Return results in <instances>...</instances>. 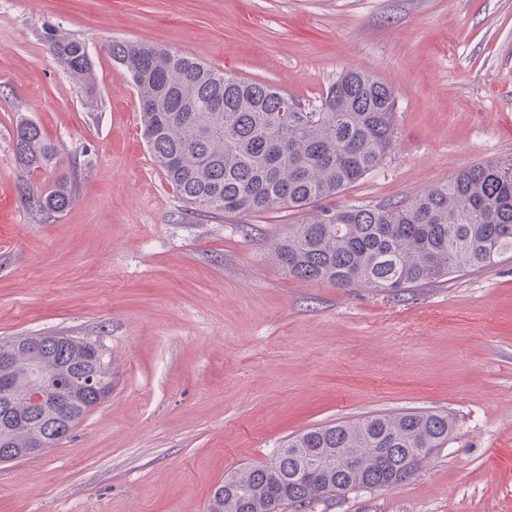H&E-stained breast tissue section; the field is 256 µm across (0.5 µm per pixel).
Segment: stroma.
<instances>
[{"mask_svg": "<svg viewBox=\"0 0 512 512\" xmlns=\"http://www.w3.org/2000/svg\"><path fill=\"white\" fill-rule=\"evenodd\" d=\"M48 29L86 41L93 91ZM112 39L306 105L346 69L391 86L396 147L339 205L512 161V0H0V340L112 351V391L69 438L0 462V512H206L219 481L309 429L439 411L454 430L412 476L314 512H512V256L395 294L285 275L268 248L301 214L187 213ZM21 118L57 145L52 167L17 162ZM71 173L72 204L35 215L22 188Z\"/></svg>", "mask_w": 512, "mask_h": 512, "instance_id": "1", "label": "stroma"}]
</instances>
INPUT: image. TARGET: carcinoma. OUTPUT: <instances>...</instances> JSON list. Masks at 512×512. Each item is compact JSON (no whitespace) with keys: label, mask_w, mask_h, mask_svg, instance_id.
<instances>
[{"label":"carcinoma","mask_w":512,"mask_h":512,"mask_svg":"<svg viewBox=\"0 0 512 512\" xmlns=\"http://www.w3.org/2000/svg\"><path fill=\"white\" fill-rule=\"evenodd\" d=\"M50 52L69 75L89 82L87 44L44 31ZM107 50L137 89L148 150L169 185L193 214L249 215L315 208L379 167L397 142L396 100L374 76L347 70L319 103L306 106L269 84L227 76L192 57L157 46L112 41ZM14 152L28 171L47 169L56 145L29 119L16 123ZM74 179L58 178L47 192L23 189L46 214L73 203ZM512 253V161H487L459 171L425 194L383 206L316 208L269 245L286 275L338 288L385 293L489 265ZM16 392L20 421L0 423V445L20 454L45 436L51 409L31 408L28 395L47 375L64 388L68 374L90 367L103 382L100 395L73 408L78 420L112 391V352L102 361L80 336L38 347L17 337ZM453 423L444 412L370 416L328 425L288 441L270 462L236 472L211 493L207 512H305L336 488L389 487L409 475L397 472L406 454L425 457L445 447ZM360 454V468L349 458ZM317 458L323 491L298 475L303 457Z\"/></svg>","instance_id":"carcinoma-1"}]
</instances>
